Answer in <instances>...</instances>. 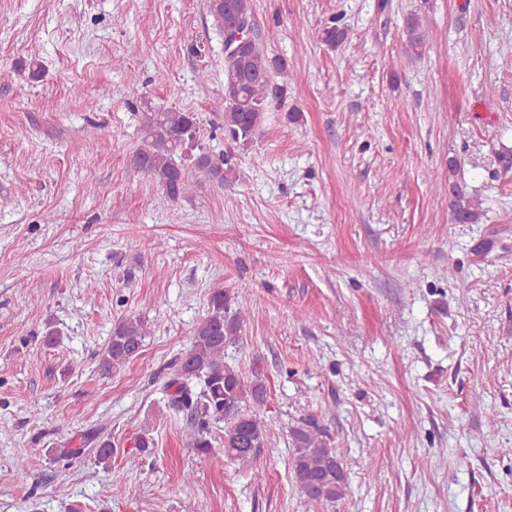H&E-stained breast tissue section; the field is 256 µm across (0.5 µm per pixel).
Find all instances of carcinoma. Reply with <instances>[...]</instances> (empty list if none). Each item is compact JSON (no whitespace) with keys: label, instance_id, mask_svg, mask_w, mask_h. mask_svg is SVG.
<instances>
[{"label":"carcinoma","instance_id":"cac0c4a2","mask_svg":"<svg viewBox=\"0 0 512 512\" xmlns=\"http://www.w3.org/2000/svg\"><path fill=\"white\" fill-rule=\"evenodd\" d=\"M212 25L224 38L234 34L239 23L254 24L252 0H207ZM343 17L333 16L318 31V40L336 47L346 38ZM406 50L421 54L428 30L416 16L406 19ZM224 97L220 105L224 116L227 150L215 156L196 144L199 119L196 113L177 109H155L141 113L140 142L131 155V164L155 181L161 189L159 204H174L203 176L222 184L236 173L235 150H245L263 125L271 101L281 96L284 87L272 84V74L286 75L285 63L267 55L264 43L255 32L242 38L231 52H224ZM450 210L454 221L479 224L484 216L481 203L459 190H453ZM244 322L243 308L236 295L214 290L207 316L196 327L190 346L174 369L175 379L168 387V406L186 416L189 447L198 454L213 449L211 432L224 424V456L247 461L262 446L268 424L252 404L264 405L266 388L256 376L249 380L224 363V348L239 341ZM147 323L140 318L122 317L112 325V335L99 353L98 368L110 374L135 359L142 351ZM291 469L299 491L308 500L333 506L346 496L348 477L343 461L326 429L314 418L304 419L288 432ZM96 461L112 465V440L98 439Z\"/></svg>","mask_w":512,"mask_h":512}]
</instances>
